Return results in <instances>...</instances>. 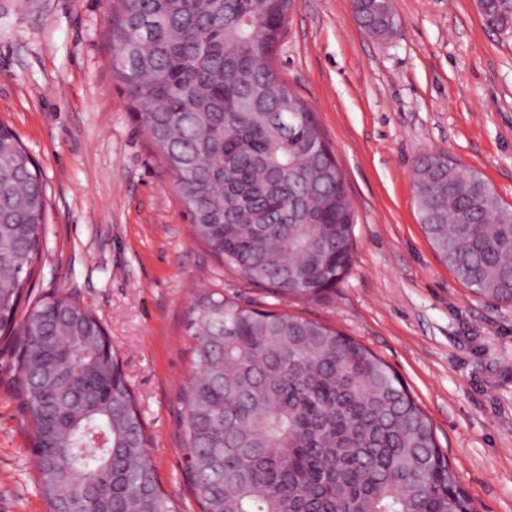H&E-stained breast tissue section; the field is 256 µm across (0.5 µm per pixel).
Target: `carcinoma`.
I'll list each match as a JSON object with an SVG mask.
<instances>
[{
    "mask_svg": "<svg viewBox=\"0 0 512 512\" xmlns=\"http://www.w3.org/2000/svg\"><path fill=\"white\" fill-rule=\"evenodd\" d=\"M295 0H121L113 66L161 152L195 236L252 283L318 300L348 275L356 214L316 113L271 66ZM512 31V0H476ZM369 34L390 0H353ZM419 223L453 277L512 305V206L484 176L422 155ZM46 192L0 123V351L16 365L48 512H174L97 317L60 298L18 311ZM183 392L202 512H475L433 426L391 367L321 323L220 293L194 304Z\"/></svg>",
    "mask_w": 512,
    "mask_h": 512,
    "instance_id": "1",
    "label": "carcinoma"
}]
</instances>
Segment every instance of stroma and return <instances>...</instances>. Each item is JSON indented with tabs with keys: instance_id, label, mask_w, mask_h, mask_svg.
<instances>
[{
	"instance_id": "1",
	"label": "stroma",
	"mask_w": 512,
	"mask_h": 512,
	"mask_svg": "<svg viewBox=\"0 0 512 512\" xmlns=\"http://www.w3.org/2000/svg\"><path fill=\"white\" fill-rule=\"evenodd\" d=\"M367 34L352 0H295L273 65L316 112L357 214L348 276L293 301L224 267L194 236L112 67L117 0H0V122L36 160L48 210L31 300L93 312L132 389L160 487L199 512L182 393L191 307L207 291L335 328L385 361L430 418L476 512H512V305L460 285L427 241L413 168L431 150L512 205V34L475 0H392ZM17 371L0 354V512H47Z\"/></svg>"
}]
</instances>
